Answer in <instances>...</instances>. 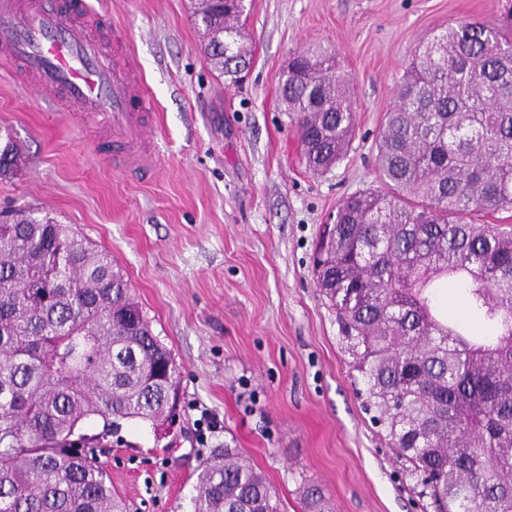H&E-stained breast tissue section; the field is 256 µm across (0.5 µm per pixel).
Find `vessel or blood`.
Listing matches in <instances>:
<instances>
[{
	"label": "vessel or blood",
	"mask_w": 512,
	"mask_h": 512,
	"mask_svg": "<svg viewBox=\"0 0 512 512\" xmlns=\"http://www.w3.org/2000/svg\"><path fill=\"white\" fill-rule=\"evenodd\" d=\"M71 0H0V54L14 61L37 91L62 94L74 111L105 117L116 168L135 177L155 166L143 110V78L108 49L105 35L75 22Z\"/></svg>",
	"instance_id": "1"
}]
</instances>
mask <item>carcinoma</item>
<instances>
[{
  "mask_svg": "<svg viewBox=\"0 0 512 512\" xmlns=\"http://www.w3.org/2000/svg\"><path fill=\"white\" fill-rule=\"evenodd\" d=\"M204 54L230 81L249 58L241 5L201 0ZM512 23L467 22L422 41L380 132L381 187L337 207L317 287L336 308L367 406L436 512H512ZM325 49L280 84L307 166L342 160L356 113ZM19 148L0 144V176ZM461 282L479 328L437 302ZM176 364L109 252L33 207L0 224V512H125L96 461L121 421L173 414ZM79 441L80 454L69 452ZM192 512H280L261 471L224 450Z\"/></svg>",
  "mask_w": 512,
  "mask_h": 512,
  "instance_id": "cac0c4a2",
  "label": "carcinoma"
}]
</instances>
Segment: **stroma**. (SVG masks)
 Segmentation results:
<instances>
[{
    "instance_id": "stroma-1",
    "label": "stroma",
    "mask_w": 512,
    "mask_h": 512,
    "mask_svg": "<svg viewBox=\"0 0 512 512\" xmlns=\"http://www.w3.org/2000/svg\"><path fill=\"white\" fill-rule=\"evenodd\" d=\"M144 80L157 165L112 166L102 130L53 110L0 59V130L21 147L0 209L48 210L107 250L178 368L177 424L123 423L100 462L129 512H191L197 475L235 448L306 512H434L364 406L336 312L316 286L322 224L379 184L376 140L414 50L466 21L497 22L512 0H247L250 68L237 82L207 61L194 0H87ZM311 45L336 54L354 88L347 156L309 172L279 82ZM224 426L208 431L203 413Z\"/></svg>"
}]
</instances>
